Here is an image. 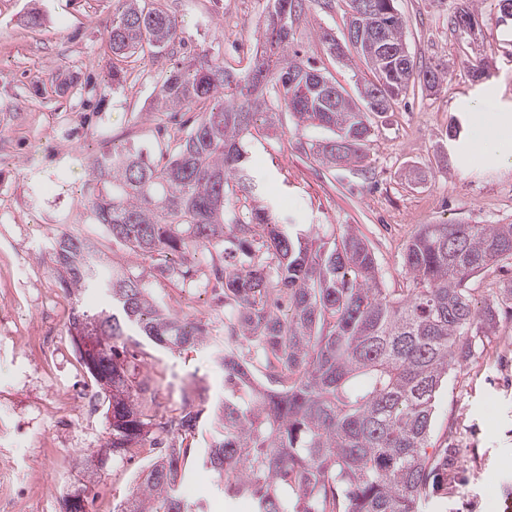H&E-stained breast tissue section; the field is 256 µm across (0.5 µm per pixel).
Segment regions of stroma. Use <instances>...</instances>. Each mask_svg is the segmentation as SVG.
I'll list each match as a JSON object with an SVG mask.
<instances>
[{
  "label": "stroma",
  "instance_id": "35a3bbf8",
  "mask_svg": "<svg viewBox=\"0 0 512 512\" xmlns=\"http://www.w3.org/2000/svg\"><path fill=\"white\" fill-rule=\"evenodd\" d=\"M175 15L182 42L176 55L131 57L122 86L103 88L112 68L106 28L117 0H0V496L17 499L16 512H65L77 494L97 512H115L130 497L141 461L105 452L109 438L101 411L76 426L53 428L40 403L63 396L88 377L67 327L74 308L104 307L103 291L63 296L54 272L53 237L61 229L95 242L105 261L148 274L151 262L127 254L88 218L78 193L87 161L125 140L156 147L189 130L196 110H151L158 74L175 56L199 49L245 70L253 35L224 36L227 21L249 22L254 0H152ZM405 41L416 64L445 68L437 92L408 91L390 111L371 113L373 135L361 162L326 169L301 142L331 138L302 131L279 113L273 133L248 142L258 205L287 225L326 233L358 229L371 244L384 287L402 288L405 245L422 224L512 223V137L495 142L492 157L473 155L474 133L487 115L512 118V22L499 23L498 0H397ZM472 11L474 32L455 30L459 11ZM39 24H31V13ZM347 0L312 4L294 24V47L315 61L350 97L369 73L355 51L331 56L323 32L344 39ZM487 76L475 80L472 66ZM459 127L450 136L451 127ZM512 312L501 314L492 343L464 367L449 370L433 419L434 446L459 448L454 478L432 493L420 512H504L512 498ZM162 380L161 402L180 403L184 391L224 395V375L206 350L155 352L148 362ZM188 499L207 512H254L247 499H228L210 474L192 472Z\"/></svg>",
  "mask_w": 512,
  "mask_h": 512
}]
</instances>
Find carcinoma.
<instances>
[{"label":"carcinoma","instance_id":"obj_1","mask_svg":"<svg viewBox=\"0 0 512 512\" xmlns=\"http://www.w3.org/2000/svg\"><path fill=\"white\" fill-rule=\"evenodd\" d=\"M107 30L116 60L160 54L180 39L175 16L147 0H118ZM315 0H267L260 49L245 72L203 50L159 75L158 112L201 110L195 125L155 161L135 145H114L90 162L81 188L90 220L126 252L153 261L166 279L194 280L195 255L222 251L244 260L214 270L224 288V325L188 324L160 306L143 275L115 265L105 272L101 252L70 231L54 239L56 272L67 296L104 288L108 309L83 310L68 332L100 319V350L82 362L108 403L112 454L144 444L158 450L138 473L122 512H204L179 495L195 457L228 498L248 497L256 512H419L430 484L454 468L459 449L428 454L436 395L448 371L466 366L491 335L497 305L512 303V283L477 313L469 281L512 265V224H421L407 242L408 285L381 287L375 254L352 226L328 244L313 229H287L253 196L246 140L275 127L287 111L297 125L327 128L335 137L308 142L329 168L361 158L371 135L367 113L382 99L392 107L409 88L428 90L443 69L400 68L391 56L352 47L372 73L361 96L319 87L317 65L289 52L293 25ZM359 19L363 32L404 44L405 22L396 0H370ZM161 349L210 350L224 372V398H184L179 412L157 419L150 380L127 352L129 332ZM212 435L198 454L188 444L201 419Z\"/></svg>","mask_w":512,"mask_h":512}]
</instances>
